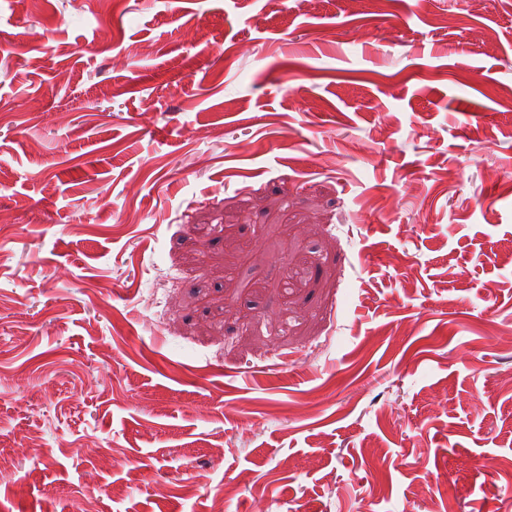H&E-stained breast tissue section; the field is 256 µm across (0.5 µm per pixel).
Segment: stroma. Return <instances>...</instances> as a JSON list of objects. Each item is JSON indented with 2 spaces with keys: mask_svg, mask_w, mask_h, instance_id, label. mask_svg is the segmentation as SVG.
Wrapping results in <instances>:
<instances>
[{
  "mask_svg": "<svg viewBox=\"0 0 512 512\" xmlns=\"http://www.w3.org/2000/svg\"><path fill=\"white\" fill-rule=\"evenodd\" d=\"M510 94L512 0H0V512H512Z\"/></svg>",
  "mask_w": 512,
  "mask_h": 512,
  "instance_id": "1",
  "label": "stroma"
}]
</instances>
